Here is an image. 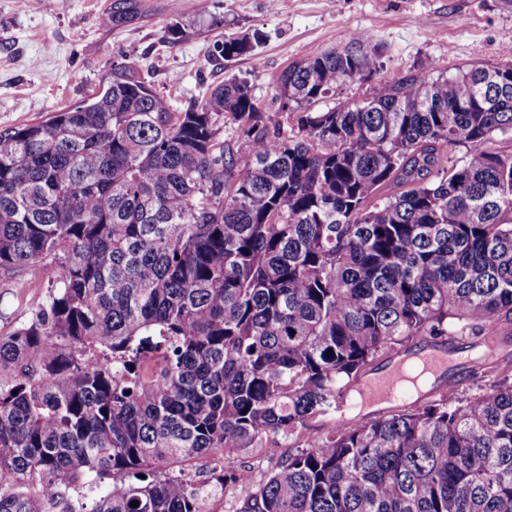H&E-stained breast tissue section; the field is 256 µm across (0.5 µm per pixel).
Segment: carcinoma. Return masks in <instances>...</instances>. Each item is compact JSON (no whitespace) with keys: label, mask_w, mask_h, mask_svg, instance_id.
I'll use <instances>...</instances> for the list:
<instances>
[{"label":"carcinoma","mask_w":512,"mask_h":512,"mask_svg":"<svg viewBox=\"0 0 512 512\" xmlns=\"http://www.w3.org/2000/svg\"><path fill=\"white\" fill-rule=\"evenodd\" d=\"M139 15L112 0L103 23ZM369 44L289 64L273 112L244 78L178 112L129 62L0 130V271L57 270L0 337V512H201L251 471L195 484L197 457L298 435L415 339L512 326V149L491 146L512 62L315 110L372 77ZM496 370L305 439L236 512H512V361Z\"/></svg>","instance_id":"1"}]
</instances>
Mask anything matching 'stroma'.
Listing matches in <instances>:
<instances>
[{
  "label": "stroma",
  "mask_w": 512,
  "mask_h": 512,
  "mask_svg": "<svg viewBox=\"0 0 512 512\" xmlns=\"http://www.w3.org/2000/svg\"><path fill=\"white\" fill-rule=\"evenodd\" d=\"M111 0H0V130L46 120L98 92L113 64L129 59L149 74L173 109L200 102L225 79H247L262 105L272 103L275 81L293 61L371 37L381 77L422 70L451 75L456 68L505 63L512 47V0H142L138 20L105 27ZM181 30L176 44L168 29ZM258 37L251 54L224 61L216 42ZM49 265L0 273V336L29 324L53 291ZM464 351L454 369L459 396L492 384L478 336L451 340ZM287 443L268 440L227 461L251 470L262 483L288 454Z\"/></svg>",
  "instance_id": "stroma-1"
}]
</instances>
